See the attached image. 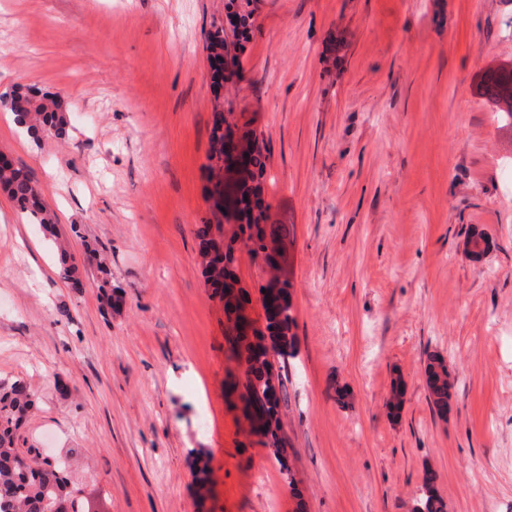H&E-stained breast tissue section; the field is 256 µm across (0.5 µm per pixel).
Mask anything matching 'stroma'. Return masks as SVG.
Wrapping results in <instances>:
<instances>
[{
    "label": "stroma",
    "instance_id": "1",
    "mask_svg": "<svg viewBox=\"0 0 512 512\" xmlns=\"http://www.w3.org/2000/svg\"><path fill=\"white\" fill-rule=\"evenodd\" d=\"M230 2L0 0V93L71 107L38 145L0 116V155L120 298L103 306L90 265L72 291L0 192V380L39 397L19 447L70 457L87 512H412L428 468L447 512H512V124L479 92L512 66V0H252L217 96L205 43ZM219 101L266 143L264 221L288 227L286 473L224 400L238 368L196 236ZM433 354L454 378L444 416ZM427 398L431 406L440 415L448 413L449 388L451 378L445 360L440 356H432L426 367Z\"/></svg>",
    "mask_w": 512,
    "mask_h": 512
}]
</instances>
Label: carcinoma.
Masks as SVG:
<instances>
[{
    "instance_id": "cac0c4a2",
    "label": "carcinoma",
    "mask_w": 512,
    "mask_h": 512,
    "mask_svg": "<svg viewBox=\"0 0 512 512\" xmlns=\"http://www.w3.org/2000/svg\"><path fill=\"white\" fill-rule=\"evenodd\" d=\"M206 50L209 58L228 54L225 35L217 28L209 34ZM481 95L494 107L498 117L512 122V68L497 67L483 74ZM3 110L13 113L24 126L28 136L37 144L47 137H63L70 124V110L57 95L31 86H19L4 94ZM233 134L224 112L215 113L212 131L209 169L219 172L213 161L224 155V141ZM249 154V168L239 172L232 204L234 231L225 240L217 238L213 225L201 224L197 229L204 274L213 293L224 298V341L229 358L245 367L244 375L225 384V397L233 406L244 405L254 409L262 421L265 440L262 444L272 450L281 468L289 469L288 441L282 435L279 408L282 401L281 379L270 372L265 359V340L276 343L279 355L291 357L296 347V321L292 315V293L283 291L286 314L267 308L264 297H259L266 308V331L249 336L238 331V314L243 304L250 302L246 291L238 287L235 273V244L243 242L252 257L258 258L266 249L265 242L275 243L288 237L285 224L262 223L264 198L262 180L267 170V149L251 132L239 135ZM0 190L6 193L32 224L54 234L53 217L45 207L41 195L28 174L10 162L0 166ZM63 278L70 288L82 291L84 282L78 266L64 246H59ZM98 289L107 304H112V277L99 264ZM450 373L445 360L432 356L426 367L427 398L440 415L448 413ZM36 394L23 379L0 382V512H53L59 503L69 505L70 512H83L81 501L74 496L66 474V466H51L35 456H24L15 447L17 431L35 408ZM437 474L427 470L423 474L419 495L412 512H446L447 505L437 489Z\"/></svg>"
}]
</instances>
